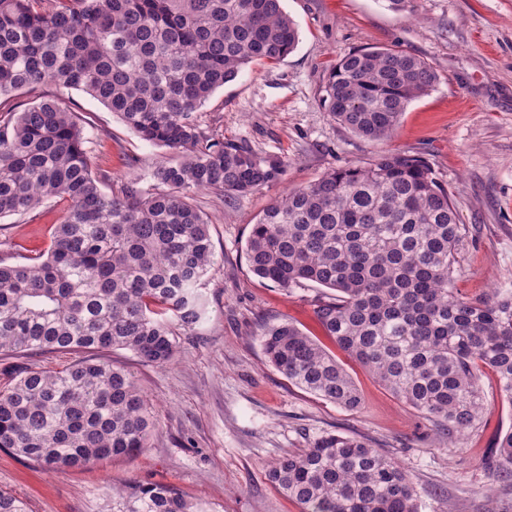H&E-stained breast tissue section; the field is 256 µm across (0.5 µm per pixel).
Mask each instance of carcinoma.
<instances>
[{
	"label": "carcinoma",
	"mask_w": 512,
	"mask_h": 512,
	"mask_svg": "<svg viewBox=\"0 0 512 512\" xmlns=\"http://www.w3.org/2000/svg\"><path fill=\"white\" fill-rule=\"evenodd\" d=\"M298 42L281 0H0V99L44 85L80 90L142 141L177 154L106 192L92 141L56 96L17 112L0 105V218L30 221L48 202L68 207L50 245L0 264V358L74 356L0 386V448L48 471L85 467L149 447L156 422L136 376L107 353L163 366L174 329L205 314L200 291L216 264L210 221L195 202H230L281 179L288 159L261 156L204 127L199 110L248 64L276 62ZM438 75L424 59L370 47L343 56L321 87L332 119L367 141L390 138ZM467 245L448 189L423 158L387 153L287 190L251 226L250 271L288 292L313 283L325 335L436 434L458 447L485 410L484 369L512 404V290L454 292ZM268 363L344 409L362 396L336 356L287 320L260 338ZM512 465V428L495 444ZM268 479L302 512H418L401 465L369 442L327 433L281 458ZM0 512H28L0 489ZM107 512H194L176 489L112 490Z\"/></svg>",
	"instance_id": "1"
}]
</instances>
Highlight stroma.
<instances>
[{
	"mask_svg": "<svg viewBox=\"0 0 512 512\" xmlns=\"http://www.w3.org/2000/svg\"><path fill=\"white\" fill-rule=\"evenodd\" d=\"M282 7L299 32L293 52L274 64L245 67L200 115L216 136L288 157L290 166L280 182L230 208L201 193L217 263L201 287L204 318L194 329L178 330L174 361L153 367L123 349L109 354L135 373L155 406L149 448L55 472L0 449V488L23 498L28 512H105L107 484L133 480L172 486L203 512H301L267 472L329 432L393 455L414 483L419 512H512V481L490 479L495 441L512 428V404L502 398L494 372L482 375L487 408L478 428L463 438L461 451L449 453L428 421L325 338L312 305L321 287L285 292L250 272L245 256L251 224L286 190L334 168L402 152L431 164L467 229L468 244L455 264L458 294L512 289V0H409L402 12L384 0H282ZM374 46L421 57L439 75L382 142L336 124L320 93L341 57ZM44 92L61 94L81 116L96 141L93 169L109 175L110 186L151 173L166 157V149L139 139L88 94L52 86ZM103 129L112 137L101 142ZM65 209L57 200L32 222L1 218L0 258L15 264L25 250L47 249ZM282 319L335 353L362 394L361 409L319 399L267 363L261 329Z\"/></svg>",
	"mask_w": 512,
	"mask_h": 512,
	"instance_id": "obj_1",
	"label": "stroma"
}]
</instances>
